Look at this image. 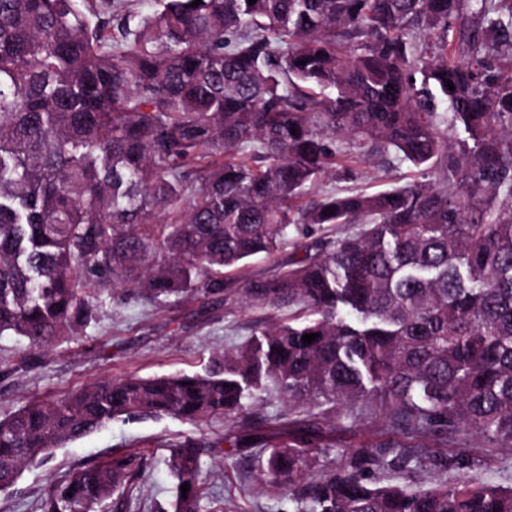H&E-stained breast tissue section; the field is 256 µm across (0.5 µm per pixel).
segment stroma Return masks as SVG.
Listing matches in <instances>:
<instances>
[{
    "mask_svg": "<svg viewBox=\"0 0 512 512\" xmlns=\"http://www.w3.org/2000/svg\"><path fill=\"white\" fill-rule=\"evenodd\" d=\"M362 171V179L355 184L370 192L416 176L406 164L391 168L373 162ZM355 184L338 180L331 187L344 191ZM258 317V312L231 302L213 306L202 299L153 304L134 291L112 289L103 298L96 323L60 346L29 352L11 339H0V418L17 410L26 398L63 395L91 382L129 374L202 370L211 353L248 338ZM280 411V402L273 399L247 423L237 416L201 425L170 417L112 423L57 449L47 465L26 469L14 490L0 492V512H41L50 481L61 479L81 463L126 453L147 459L143 478L133 492L115 493L99 512H169L172 477L168 445L187 436L213 445L203 457L205 506L215 512H294L287 489L266 487L258 479L257 466L274 434L307 441L319 449L310 471L314 477L335 459L337 449L373 448L394 438L383 416L363 406L335 425L325 423L316 409L294 414L288 421L281 418ZM227 433L237 439L229 457L215 447ZM448 447L466 449L482 459V466L469 473L474 481L512 488V443L453 437Z\"/></svg>",
    "mask_w": 512,
    "mask_h": 512,
    "instance_id": "stroma-1",
    "label": "stroma"
}]
</instances>
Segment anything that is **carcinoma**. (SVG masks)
<instances>
[{"mask_svg": "<svg viewBox=\"0 0 512 512\" xmlns=\"http://www.w3.org/2000/svg\"><path fill=\"white\" fill-rule=\"evenodd\" d=\"M126 2L0 0V338L49 349L113 288L269 318L200 372L0 418V492L115 421L248 418L273 397L284 417L366 403L411 439L512 441V0ZM370 160L421 180L306 200ZM324 224L356 231L326 240ZM289 248L302 256L270 277H224ZM208 450L171 445L173 512H209ZM337 454L311 480V449L274 443L260 475L296 512H512V488L469 480L467 453ZM428 463L457 479L374 481ZM141 476L132 456L86 463L41 510L96 512Z\"/></svg>", "mask_w": 512, "mask_h": 512, "instance_id": "carcinoma-1", "label": "carcinoma"}]
</instances>
